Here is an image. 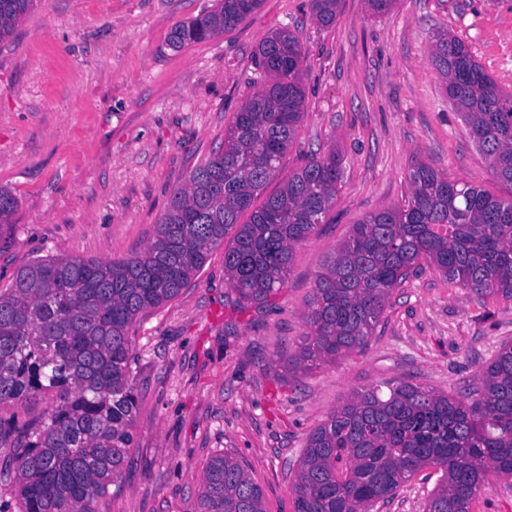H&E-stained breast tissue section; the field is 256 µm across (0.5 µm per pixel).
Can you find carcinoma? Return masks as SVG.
Here are the masks:
<instances>
[{"mask_svg":"<svg viewBox=\"0 0 512 512\" xmlns=\"http://www.w3.org/2000/svg\"><path fill=\"white\" fill-rule=\"evenodd\" d=\"M37 2L0 0V42ZM261 2L217 0L171 42L180 48L229 31ZM338 4L311 0L322 25L334 22ZM433 38L430 59L448 101L493 175L512 184V91L461 39L444 30ZM256 65L265 79L233 116L224 149L173 192L146 249L112 261L36 258L0 291V408L55 394L28 436L0 421L22 512H97L98 498L122 483L138 409L129 330L139 317L176 298L229 234L228 284L244 305L266 302L335 204L341 167L333 149L254 206L304 116L307 57L296 35L276 31L259 45ZM409 180L407 202L353 225L318 274L310 342L288 358V373L366 346L392 292L423 264L480 297L512 301V200L419 160ZM16 205L0 187V230ZM426 467L442 475L424 512H472L488 473L512 480V340L461 397L412 382L354 392L307 436L294 512H372ZM199 512H265L263 493L239 459L218 454L202 477Z\"/></svg>","mask_w":512,"mask_h":512,"instance_id":"obj_1","label":"carcinoma"}]
</instances>
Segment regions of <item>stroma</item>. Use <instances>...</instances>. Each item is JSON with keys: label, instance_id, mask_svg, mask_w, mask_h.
<instances>
[{"label": "stroma", "instance_id": "35a3bbf8", "mask_svg": "<svg viewBox=\"0 0 512 512\" xmlns=\"http://www.w3.org/2000/svg\"><path fill=\"white\" fill-rule=\"evenodd\" d=\"M215 4L40 0L0 43V186L17 199L0 231V289L38 257L142 251L173 190L222 149L273 31L299 38L307 67L303 121L267 192L312 156L342 158L335 205L269 302L239 307L219 246L181 294L133 323L132 465L99 512H198L220 453L245 464L266 512H293L306 437L353 391L402 379L460 393L512 339V302L425 266L393 292L368 346L294 375L286 366L308 341L317 275L353 224L408 199L414 161L512 199L430 61L434 33L448 30L512 90V0H397L382 16L341 0L327 27L310 0H263L235 29L173 48L175 28ZM438 479L424 469L377 512H423Z\"/></svg>", "mask_w": 512, "mask_h": 512}]
</instances>
